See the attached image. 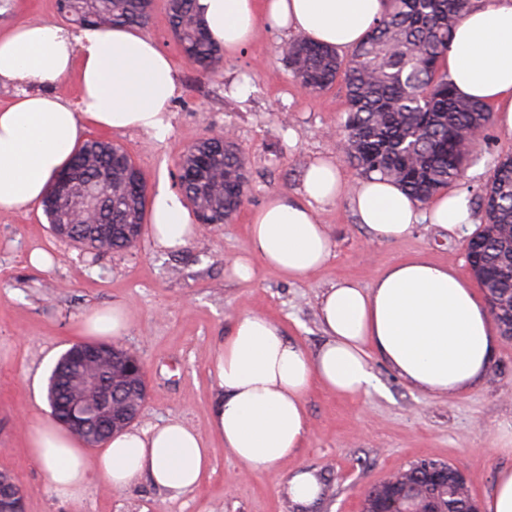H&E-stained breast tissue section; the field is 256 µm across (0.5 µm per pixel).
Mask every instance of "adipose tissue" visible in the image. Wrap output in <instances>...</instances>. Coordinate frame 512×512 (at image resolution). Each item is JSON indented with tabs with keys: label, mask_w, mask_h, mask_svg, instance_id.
Listing matches in <instances>:
<instances>
[{
	"label": "adipose tissue",
	"mask_w": 512,
	"mask_h": 512,
	"mask_svg": "<svg viewBox=\"0 0 512 512\" xmlns=\"http://www.w3.org/2000/svg\"><path fill=\"white\" fill-rule=\"evenodd\" d=\"M211 39L231 54L259 27L277 28L328 46L355 48L383 12L382 0H200ZM440 66L456 93L488 105L497 127L512 134V0H474L458 22ZM77 74L70 101L55 83ZM0 86L15 91L0 108V211L39 204L51 180L82 145L87 124L170 132L179 83L168 57L149 36L94 26L71 32L51 21L21 23L0 34ZM348 197L370 241H398L428 222L454 235L476 218L463 194L440 192L420 204L380 176L348 188L336 156L305 170L301 193L273 194L251 215L245 250L230 277L254 280L260 267L299 279L327 264L334 241L320 224V206ZM196 217L167 180L150 205V234L162 248L184 245ZM326 335L314 350L254 313L237 318L216 355L223 399L213 419L225 448L246 469L274 466L297 455L309 436L306 398L314 386L356 399L376 387L370 350L410 385L433 396L466 391L485 375L496 336L483 303L456 272L424 257L397 262L370 286L343 280L319 303ZM131 326L126 305L90 309L80 333L117 339ZM49 488L77 502L97 482L120 491L141 477L177 494L194 490L210 463L203 436L171 419L129 429L105 442L96 457L52 416L25 436Z\"/></svg>",
	"instance_id": "adipose-tissue-1"
}]
</instances>
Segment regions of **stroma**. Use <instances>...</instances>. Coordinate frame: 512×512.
Here are the masks:
<instances>
[{"mask_svg":"<svg viewBox=\"0 0 512 512\" xmlns=\"http://www.w3.org/2000/svg\"><path fill=\"white\" fill-rule=\"evenodd\" d=\"M56 0H5L0 28L17 22L59 21ZM144 34L169 56L180 81L164 140L139 130L87 136L120 146L142 171L148 188L159 177L177 187V165L187 148L217 128L233 131L249 171L244 205L232 223L199 232L184 246L139 244L92 258L54 237L42 208L0 211V472L24 492L25 512H362L365 494L390 474L423 460L444 461L465 475L483 501L512 454L499 451L496 430L512 422V341L498 339L485 376L459 395L434 397L406 383L380 356L372 364L377 386L358 399L314 387L306 400L309 438L287 462L244 471L213 429L219 387L215 358L240 315L257 313L280 324L286 336L315 349L323 340L318 305L322 293L348 278L361 285L391 264L417 255L452 266L478 288L466 259L471 229L456 236L420 224L403 240L369 242L348 198L324 205L319 220L335 256L297 280L260 268L250 282L225 276L246 244L251 213L273 193L296 195L306 166L338 152L347 102L343 83L310 93L287 66L288 35L267 27L211 73L190 65L168 23L166 0H154ZM512 155V135L489 125L475 145L462 178L452 187L475 198L498 157ZM51 252L47 271L27 261L32 249ZM121 302L132 314L122 345L142 361L149 397L135 422L142 429L169 419L194 427L207 441L212 468L193 491L173 495L140 479L116 492L104 484L75 504L57 497L30 456L25 434L48 407V376L59 356L80 336L92 307ZM315 470L323 482L318 501L299 510L283 493L291 471Z\"/></svg>","mask_w":512,"mask_h":512,"instance_id":"35a3bbf8","label":"stroma"}]
</instances>
